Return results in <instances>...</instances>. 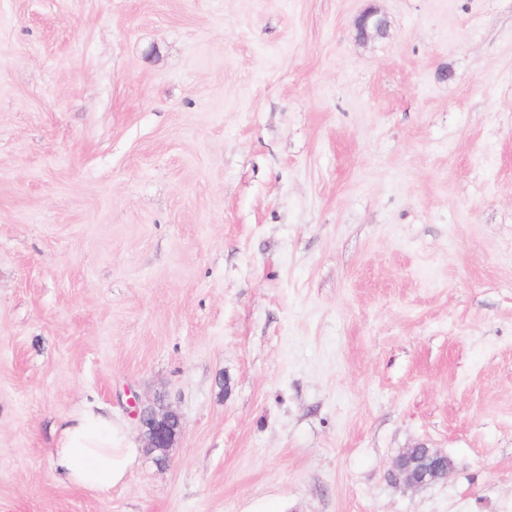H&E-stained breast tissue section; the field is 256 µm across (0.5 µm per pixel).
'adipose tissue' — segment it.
<instances>
[{"instance_id":"adipose-tissue-1","label":"adipose tissue","mask_w":512,"mask_h":512,"mask_svg":"<svg viewBox=\"0 0 512 512\" xmlns=\"http://www.w3.org/2000/svg\"><path fill=\"white\" fill-rule=\"evenodd\" d=\"M142 453L124 424L92 404L64 419L51 463L64 483L100 494L123 485Z\"/></svg>"}]
</instances>
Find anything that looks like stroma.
<instances>
[{
	"label": "stroma",
	"mask_w": 512,
	"mask_h": 512,
	"mask_svg": "<svg viewBox=\"0 0 512 512\" xmlns=\"http://www.w3.org/2000/svg\"><path fill=\"white\" fill-rule=\"evenodd\" d=\"M259 507L512 512V0H0V512ZM142 453L124 424L112 420L105 406L92 404L64 419L51 463L64 483L100 494L123 485ZM135 416L138 417L146 441L145 448L151 452H160L164 456L185 428L181 415L171 409L160 412L152 408L138 410L137 407ZM454 469L453 460L435 448H406L392 463L391 478L418 488L445 480Z\"/></svg>",
	"instance_id": "1"
}]
</instances>
